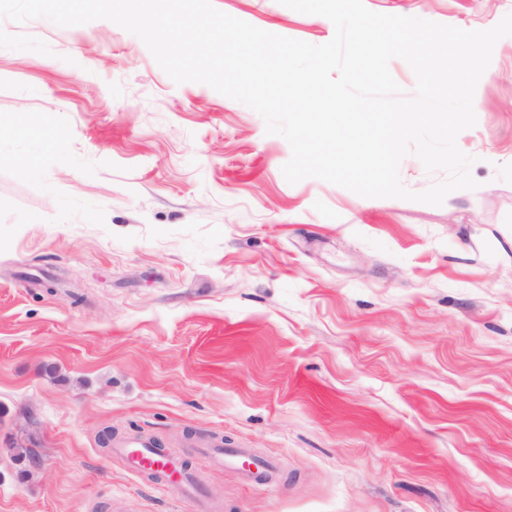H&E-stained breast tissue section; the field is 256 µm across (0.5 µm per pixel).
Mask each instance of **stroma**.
<instances>
[{
    "mask_svg": "<svg viewBox=\"0 0 512 512\" xmlns=\"http://www.w3.org/2000/svg\"><path fill=\"white\" fill-rule=\"evenodd\" d=\"M213 3L334 36L279 0ZM365 4L465 30L512 14ZM474 111L476 189L364 198L289 183L257 112L175 84L111 21L0 20V512H512V36ZM131 434L194 494L133 474Z\"/></svg>",
    "mask_w": 512,
    "mask_h": 512,
    "instance_id": "1",
    "label": "stroma"
}]
</instances>
